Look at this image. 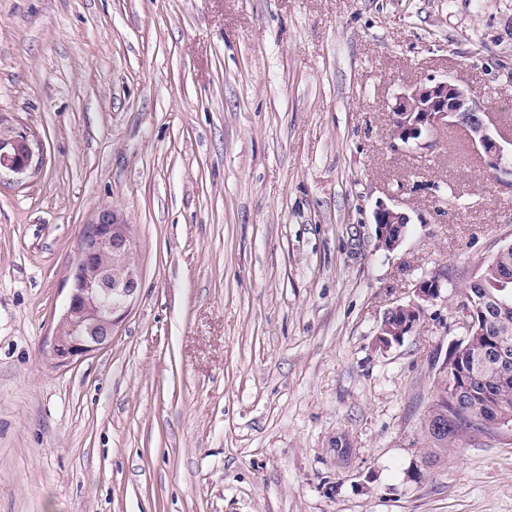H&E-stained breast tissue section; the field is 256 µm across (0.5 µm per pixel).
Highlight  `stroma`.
I'll return each mask as SVG.
<instances>
[{"instance_id": "35a3bbf8", "label": "stroma", "mask_w": 512, "mask_h": 512, "mask_svg": "<svg viewBox=\"0 0 512 512\" xmlns=\"http://www.w3.org/2000/svg\"><path fill=\"white\" fill-rule=\"evenodd\" d=\"M429 76L512 140V0H0V115L44 157L0 183V512H512V429L413 476L433 360L512 244V188L462 128L389 144V103ZM382 203L412 218L391 252ZM105 205L142 289L108 348L58 367ZM448 286V274L444 272H434L424 277L416 287V297L425 303L434 302L439 298L442 288ZM408 319L415 321L418 325L421 319V314L418 315L415 310L408 307L399 310L397 313H392L385 323L386 330L383 332L385 335L381 332L377 333L376 340L379 347L387 348L395 342V340L401 337L400 334L405 335L407 332L403 329L404 322ZM388 336H394L392 343Z\"/></svg>"}]
</instances>
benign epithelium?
Segmentation results:
<instances>
[{"label":"benign epithelium","mask_w":512,"mask_h":512,"mask_svg":"<svg viewBox=\"0 0 512 512\" xmlns=\"http://www.w3.org/2000/svg\"><path fill=\"white\" fill-rule=\"evenodd\" d=\"M442 126H459L482 151L495 181L512 187V154L493 134L488 111L473 92L446 77L424 79L395 96L391 105L390 146L396 151H429ZM43 165L37 136L0 116V173L22 184ZM378 247L395 250L404 240L399 225L411 223L409 212L397 205H380L374 213ZM132 225L110 206L100 208L83 226L77 257L68 272L70 288L51 344L57 367L106 349L140 292L142 276L132 260L136 250ZM448 287V274L434 272L416 287V309L432 303Z\"/></svg>","instance_id":"7a95c632"}]
</instances>
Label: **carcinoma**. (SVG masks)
<instances>
[{"instance_id":"carcinoma-1","label":"carcinoma","mask_w":512,"mask_h":512,"mask_svg":"<svg viewBox=\"0 0 512 512\" xmlns=\"http://www.w3.org/2000/svg\"><path fill=\"white\" fill-rule=\"evenodd\" d=\"M512 247L497 252L480 266L467 286V305L473 310V323L457 346L448 349V372L434 376L431 400L424 417L448 416V429L442 434L421 422L420 440L425 448L421 469L435 464L439 456L459 446L472 435L476 418H506L512 424ZM420 322L411 308L393 313L384 334L399 338L406 334V320Z\"/></svg>"}]
</instances>
